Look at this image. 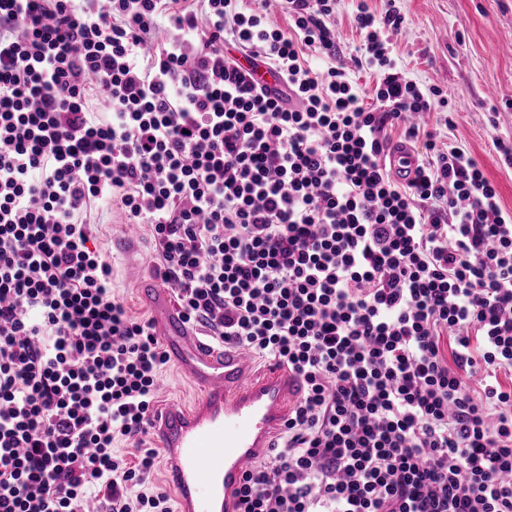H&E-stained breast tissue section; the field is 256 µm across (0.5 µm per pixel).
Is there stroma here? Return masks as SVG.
<instances>
[{
  "instance_id": "stroma-1",
  "label": "stroma",
  "mask_w": 512,
  "mask_h": 512,
  "mask_svg": "<svg viewBox=\"0 0 512 512\" xmlns=\"http://www.w3.org/2000/svg\"><path fill=\"white\" fill-rule=\"evenodd\" d=\"M382 11L392 7L407 18L391 37L409 78L436 87L448 101L452 124L434 114L430 122L444 141L461 146L483 167L512 211V165L500 158L493 141L512 139V0H367ZM101 247L112 264V287L131 315L149 320L139 283L157 257L148 227L134 245L113 211L100 213Z\"/></svg>"
}]
</instances>
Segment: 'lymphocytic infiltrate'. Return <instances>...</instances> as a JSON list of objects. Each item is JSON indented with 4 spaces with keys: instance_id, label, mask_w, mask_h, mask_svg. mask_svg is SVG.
I'll return each mask as SVG.
<instances>
[{
    "instance_id": "lymphocytic-infiltrate-1",
    "label": "lymphocytic infiltrate",
    "mask_w": 512,
    "mask_h": 512,
    "mask_svg": "<svg viewBox=\"0 0 512 512\" xmlns=\"http://www.w3.org/2000/svg\"><path fill=\"white\" fill-rule=\"evenodd\" d=\"M285 9L0 0V512H170L147 487L167 357L112 291L104 206L213 344L303 382L239 512H512V213L430 129L404 15L356 0L349 66L336 0ZM396 136L424 148L406 183ZM242 70L246 72L253 84L260 87H276L282 82L279 74L268 67H252L244 58L240 61ZM386 163L396 180L407 182L415 177L418 154L409 144L393 145L386 152Z\"/></svg>"
}]
</instances>
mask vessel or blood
Instances as JSON below:
<instances>
[{
  "label": "vessel or blood",
  "instance_id": "b4317fda",
  "mask_svg": "<svg viewBox=\"0 0 512 512\" xmlns=\"http://www.w3.org/2000/svg\"><path fill=\"white\" fill-rule=\"evenodd\" d=\"M386 163L406 182L415 176L418 154L398 144L387 150ZM142 293L169 360L201 392L189 407L161 399L151 428L168 456L165 479L176 493L177 512H237L243 477L273 448L302 382L248 349L213 346L186 321L167 287L147 279Z\"/></svg>",
  "mask_w": 512,
  "mask_h": 512
}]
</instances>
